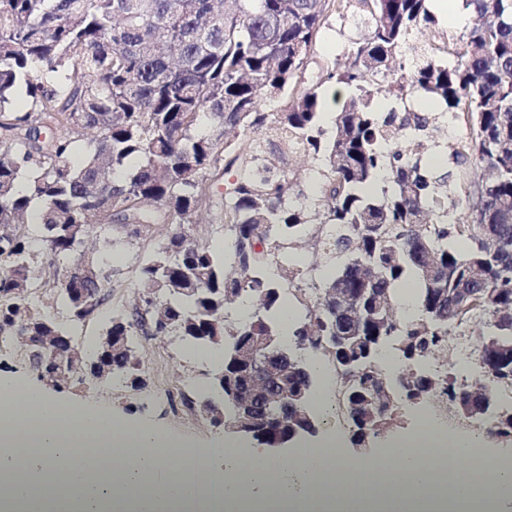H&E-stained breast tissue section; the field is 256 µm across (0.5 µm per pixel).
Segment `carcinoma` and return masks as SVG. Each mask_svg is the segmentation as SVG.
<instances>
[{
  "label": "carcinoma",
  "mask_w": 512,
  "mask_h": 512,
  "mask_svg": "<svg viewBox=\"0 0 512 512\" xmlns=\"http://www.w3.org/2000/svg\"><path fill=\"white\" fill-rule=\"evenodd\" d=\"M358 2L372 24L351 65L326 71L325 81L354 92L327 138L311 88L281 112L259 106L288 86L327 15L351 0H0V334L29 327L24 351L38 380L49 383L44 337L70 332L32 307V266L39 254L50 256L64 274L44 287L63 291L73 320L94 318L107 297L101 270L92 263L96 279L84 281L69 264L81 225L94 220L144 242L162 237L139 268L146 293L131 313L112 318L108 336L129 338L148 325L154 336L229 353L252 336L281 335L290 296L301 310L292 336L338 369L363 359L364 381L386 386L382 417L366 403L368 390L350 399L374 435L400 402L437 399L463 417L466 404L512 391L507 374L460 382L427 367L456 329L473 323L486 328L477 363L493 352L512 357V0H462L478 23L416 60L412 31L435 23L428 0ZM382 81L394 100L433 98L441 112L392 107L375 116L369 87ZM447 113L467 130L448 144L454 156L468 152L487 169L472 190L448 189L429 173L425 154L385 139L393 132L422 144ZM48 121L95 131L81 166L69 161L70 138L39 137ZM247 130L322 157L319 222L280 171L282 152L258 141L223 160L227 135ZM220 169L238 170L224 195V243L189 241L185 225L207 211L209 180ZM382 177L388 187L377 195L370 187ZM459 209L472 221L457 222ZM34 216L39 249L24 231ZM305 236L322 247L331 273L298 264L290 249ZM408 280L418 285L419 315L411 319L396 313L398 287ZM73 288L95 289L96 303L78 305ZM243 302L250 315L230 320ZM384 347L401 371L386 373ZM81 357L93 377L114 366L117 378L141 384L134 351L102 341ZM233 385L248 392L247 377L229 367L224 395ZM492 429L512 437L511 406Z\"/></svg>",
  "instance_id": "cac0c4a2"
}]
</instances>
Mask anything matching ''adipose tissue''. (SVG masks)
I'll use <instances>...</instances> for the list:
<instances>
[{
  "label": "adipose tissue",
  "mask_w": 512,
  "mask_h": 512,
  "mask_svg": "<svg viewBox=\"0 0 512 512\" xmlns=\"http://www.w3.org/2000/svg\"><path fill=\"white\" fill-rule=\"evenodd\" d=\"M415 419L379 456L350 460L329 435L273 461L237 442L197 448L0 376V512H209L218 482L224 512H354L367 474L379 512L512 504V469L494 467L480 439Z\"/></svg>",
  "instance_id": "adipose-tissue-1"
}]
</instances>
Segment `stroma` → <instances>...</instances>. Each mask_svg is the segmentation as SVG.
<instances>
[{"label": "stroma", "mask_w": 512, "mask_h": 512, "mask_svg": "<svg viewBox=\"0 0 512 512\" xmlns=\"http://www.w3.org/2000/svg\"><path fill=\"white\" fill-rule=\"evenodd\" d=\"M474 17L463 9L460 0H448V12L438 17L435 25L415 30L411 43L417 52H425L439 34L457 36L469 30ZM371 26V16L360 5H353L343 15H331L323 25L318 41L311 51V62L298 74L297 85L317 88L321 95L324 113H336L352 93L347 88H336L330 83H320L322 68L332 64L345 67L351 61L349 48L364 37ZM434 158L435 175L447 177L449 184H475L481 182L482 164L474 158L461 161L449 157L447 150L430 148ZM282 171L293 177L309 198H316L326 169L318 159L304 153H288L283 158ZM234 174H226L214 186L212 204L200 224L194 225L193 234L200 242L220 243L224 240V191L234 181ZM113 233L94 228L83 253L84 259H97L104 277L111 285L109 298L94 319L71 324L73 340L78 348L95 344L101 339L112 313L128 309L139 301L137 268L143 255L137 245L113 243ZM135 350L140 360L139 374L143 387L134 389L129 384L109 377H84L59 391V398L84 401L112 410L131 424L155 423L172 437L206 445L224 438L228 433L203 419L195 408L184 405V397H195L197 391L208 388L218 361L198 359L185 350L174 336H135Z\"/></svg>", "instance_id": "stroma-1"}]
</instances>
